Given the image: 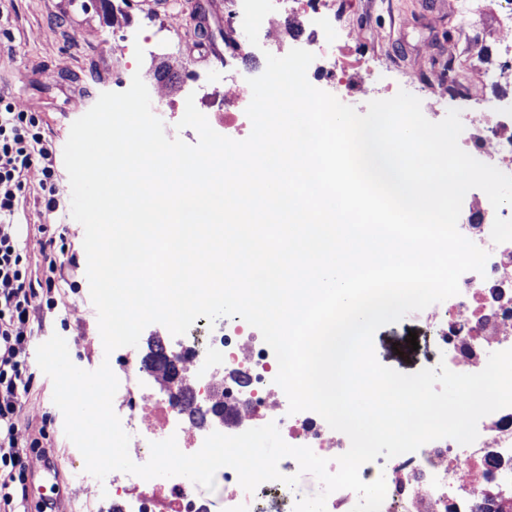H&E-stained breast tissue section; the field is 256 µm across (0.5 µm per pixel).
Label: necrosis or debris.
Instances as JSON below:
<instances>
[{
    "instance_id": "4bbe7bcc",
    "label": "necrosis or debris",
    "mask_w": 512,
    "mask_h": 512,
    "mask_svg": "<svg viewBox=\"0 0 512 512\" xmlns=\"http://www.w3.org/2000/svg\"><path fill=\"white\" fill-rule=\"evenodd\" d=\"M250 7L280 36L270 46L282 49L293 37L298 16L321 14L346 26L348 0H291L289 7L263 0H226L224 4V83L233 87L225 99L218 125L230 128L245 114L251 97L239 75L248 55L238 41L236 28L241 10ZM308 43L317 56L329 59L321 78L338 99L356 94L368 71H350L339 62L342 48L335 37L313 34ZM462 148L474 158H488L505 174L512 175V110L497 104L481 112L461 115ZM512 219V205L494 209L486 194L472 196L471 207L462 212L460 233L488 254L484 273L469 271L459 280L458 295L422 310L421 316L457 373L482 371L490 353L512 349V242L494 243L495 217ZM253 328L240 317L224 322L222 333H188L175 347L167 346L156 363L132 353H113L112 370L119 381L113 408L129 434V455L146 463L153 442L176 437L180 450L198 452L215 431L237 435L267 423H276L285 442L310 447L320 457L343 454L344 438L320 423L309 411L289 413L288 400L275 384V357L266 348L250 346ZM178 373L173 387L155 396L148 381L158 372ZM224 485L223 512H264L262 502L270 495L287 493L278 481L260 484L246 492L237 472L220 468ZM362 480L384 478L387 487L380 512H479L484 503L493 507L512 505V407L481 418L478 437L469 445L445 438L424 444L419 450L388 459L377 457L360 468ZM114 512H212L195 483L175 476L145 480L124 475L112 484Z\"/></svg>"
}]
</instances>
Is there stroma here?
Returning <instances> with one entry per match:
<instances>
[{"mask_svg": "<svg viewBox=\"0 0 512 512\" xmlns=\"http://www.w3.org/2000/svg\"><path fill=\"white\" fill-rule=\"evenodd\" d=\"M199 0H169L167 6H130L128 0H101L82 7L74 0L61 7L60 0H0V98L14 102L18 109L41 116L46 138L54 145L68 138L72 123L84 115L106 91L123 92L130 79L121 76L124 66L142 64L152 70L164 66L172 73L192 74L204 65L206 54H181L176 44L187 39L197 42L196 13ZM512 0H488L481 19L457 14L454 0H352L356 21L351 28L336 31L343 46L342 59L357 65L362 57L376 59L377 66L363 92L349 104L366 113L374 99H388L399 90H410L411 79L426 69L434 56L456 58L462 77L471 78L480 103L455 98L435 99L421 94L422 111L430 121L457 109L483 111L504 95H512V59L503 57L501 47L512 35L488 39L480 60H470L464 51L465 32L475 25L494 28L495 15ZM156 39L170 40L162 55L136 60V44ZM42 174L39 165L24 173V199L15 218L35 277L45 278L42 253L47 237L37 230L43 223ZM60 207L53 217L54 234L63 238L65 269L57 279L53 296L55 308L37 304L27 329L30 337L26 356L35 362L38 346L52 335L65 338L72 362L85 370H96L104 359L97 311L90 298L86 277L87 259L83 248L84 229L71 215V187L67 172H60ZM416 343H409V335ZM378 361L405 374L439 367L442 353L425 323L414 314L382 326L374 336ZM53 383L36 371L34 387L20 411L21 423L15 437L25 447L30 479L27 495L52 498L56 512H113L112 487L103 485L87 492L76 465L81 457L64 433V418L54 404ZM41 438L42 451L32 452L28 444ZM54 463L60 471L56 486H40L38 474L44 464Z\"/></svg>", "mask_w": 512, "mask_h": 512, "instance_id": "stroma-1", "label": "stroma"}]
</instances>
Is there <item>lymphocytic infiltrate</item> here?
Here are the masks:
<instances>
[{
	"label": "lymphocytic infiltrate",
	"instance_id": "f902f5d3",
	"mask_svg": "<svg viewBox=\"0 0 512 512\" xmlns=\"http://www.w3.org/2000/svg\"><path fill=\"white\" fill-rule=\"evenodd\" d=\"M41 167L44 214L53 216L59 207L55 151L44 135L42 119L18 110L0 98V506L15 502L14 489L26 485L28 472L18 449L15 431L24 397L34 376L21 353L28 343L25 332L39 294H51L60 257L48 251L43 260L49 272L36 284L21 243L14 232L24 183V171Z\"/></svg>",
	"mask_w": 512,
	"mask_h": 512
}]
</instances>
